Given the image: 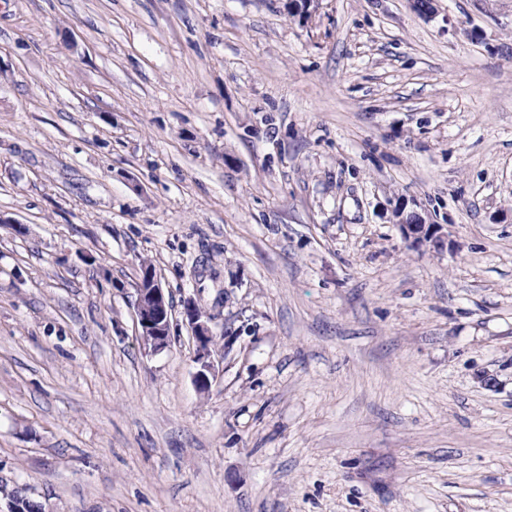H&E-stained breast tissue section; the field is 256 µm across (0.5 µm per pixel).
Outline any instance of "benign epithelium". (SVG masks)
I'll return each instance as SVG.
<instances>
[{
  "instance_id": "7a95c632",
  "label": "benign epithelium",
  "mask_w": 512,
  "mask_h": 512,
  "mask_svg": "<svg viewBox=\"0 0 512 512\" xmlns=\"http://www.w3.org/2000/svg\"><path fill=\"white\" fill-rule=\"evenodd\" d=\"M394 217L396 223L400 224L404 238L412 241L415 246L427 243L435 246L442 238L443 225L428 224L418 213L406 214L403 208L397 207L394 210ZM136 292V315L140 335L145 345L158 351L170 341L171 313L164 289L155 278V274L147 272L141 274ZM184 316L196 341L195 363L199 369L195 373V382L202 390L209 385V374L213 367L210 317L193 301L187 302Z\"/></svg>"
}]
</instances>
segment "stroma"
Masks as SVG:
<instances>
[{
  "mask_svg": "<svg viewBox=\"0 0 512 512\" xmlns=\"http://www.w3.org/2000/svg\"><path fill=\"white\" fill-rule=\"evenodd\" d=\"M435 8L0 0V512H512V0ZM395 224H400L405 239L412 240L414 246L431 243L437 246L443 234V225L426 224V220L418 213L404 215V209L397 207L394 210ZM143 269L154 272L150 264L142 263L140 271ZM152 272L140 276L136 288V315L144 344L158 351L170 341L171 313L164 289ZM184 316L196 341L194 359L199 369L195 373V382L199 389H206L209 385V374L213 367L211 360L213 334L209 326L211 318L201 311L195 301L187 302Z\"/></svg>",
  "mask_w": 512,
  "mask_h": 512,
  "instance_id": "obj_1",
  "label": "stroma"
}]
</instances>
